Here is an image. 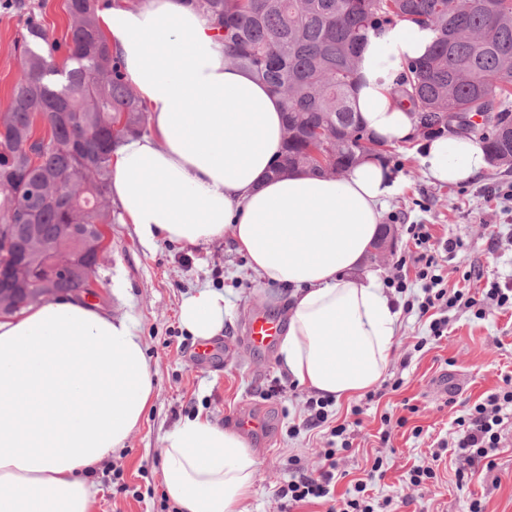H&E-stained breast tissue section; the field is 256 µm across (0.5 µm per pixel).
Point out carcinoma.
<instances>
[{
  "label": "carcinoma",
  "mask_w": 512,
  "mask_h": 512,
  "mask_svg": "<svg viewBox=\"0 0 512 512\" xmlns=\"http://www.w3.org/2000/svg\"><path fill=\"white\" fill-rule=\"evenodd\" d=\"M214 23L230 61L268 84L284 106V153L275 172L316 170L343 176L365 154L387 158L390 145L367 131L354 108L361 49L369 34L399 20L435 33L429 52L409 60L392 95L424 124L425 138L446 134L448 117L484 148L489 163L512 168V0H185ZM99 0H67L70 33L60 41L33 18L16 42L21 76L0 114V228L36 218L25 240L26 267L13 283L17 308L25 290L53 284L77 299L91 294L77 268L50 278L60 257H93L112 224V153L148 132L149 112L97 30ZM62 63H57L58 57ZM57 112L45 135L36 119ZM479 116L483 123L471 119ZM331 158L322 167L315 156ZM72 224L87 225L79 240Z\"/></svg>",
  "instance_id": "1"
}]
</instances>
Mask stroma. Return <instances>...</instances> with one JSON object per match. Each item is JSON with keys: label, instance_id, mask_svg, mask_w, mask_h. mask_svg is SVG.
I'll use <instances>...</instances> for the list:
<instances>
[{"label": "stroma", "instance_id": "obj_1", "mask_svg": "<svg viewBox=\"0 0 512 512\" xmlns=\"http://www.w3.org/2000/svg\"><path fill=\"white\" fill-rule=\"evenodd\" d=\"M33 14L42 17L50 36L61 39L68 32L65 0H0V113L7 110L20 74L15 42ZM388 162L404 183L384 207L383 222L394 234V247L384 257L364 258L361 274L385 280L397 259L413 248L407 226L428 224L434 236L463 243L447 260L449 286L477 287L480 273L491 280L512 279V201L504 196L512 185L511 169L488 168L472 183L434 184L412 143L394 146ZM109 235L111 248L98 270L100 296L94 304L134 321L151 365L154 392L139 428L91 474L99 489L96 512H161L166 498L160 479L163 435L199 413L228 427L241 411L264 416L268 423L263 435L248 440L262 461L248 512H278L274 490L291 478V459L316 470L327 441L322 428L289 435V426L306 414V389L294 383L279 351H255L242 344L245 322L255 308L287 319V289L264 285L226 240L198 247L165 240L146 245L121 217ZM203 287L223 293L227 315L215 338L219 354L202 367L193 358L198 340L181 327L178 313L183 301ZM449 319L447 338L417 352L413 345L428 336V326L416 314H400L384 373L385 380H400V388L372 402L358 395L334 404L340 423L351 420L354 407L363 409L351 450L338 457L336 496H343L367 461L379 456L386 473L371 493L377 500H390L393 512H469L475 500L483 512H512V427L504 430L493 469L460 475L459 460L447 451L437 480L427 489L403 481L406 471L429 459L438 441L452 439L457 417L512 376V311H494L479 320L460 309ZM276 381L288 386L286 397L264 398L263 390ZM409 405L415 406L414 414H406ZM386 415H404L408 421L387 428L382 423ZM385 429L391 435L384 444L379 434ZM121 483L126 492H118Z\"/></svg>", "mask_w": 512, "mask_h": 512}]
</instances>
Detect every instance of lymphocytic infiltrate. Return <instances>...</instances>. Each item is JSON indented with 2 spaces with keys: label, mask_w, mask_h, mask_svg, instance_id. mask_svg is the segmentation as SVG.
Segmentation results:
<instances>
[{
  "label": "lymphocytic infiltrate",
  "mask_w": 512,
  "mask_h": 512,
  "mask_svg": "<svg viewBox=\"0 0 512 512\" xmlns=\"http://www.w3.org/2000/svg\"><path fill=\"white\" fill-rule=\"evenodd\" d=\"M415 247L414 254L399 258L395 271L386 281V287L397 293H405L411 282H419L422 293L415 300L405 301V312H416L419 319L427 322L429 338L438 342L448 335V313L453 309H466L477 318H485L494 310L512 309V285L491 281L476 292L448 289L444 277L445 257L460 246L459 240L434 237L430 225L411 224L407 227ZM504 388L491 393L483 402L475 404L469 412L456 418L455 436L451 446L461 458L467 471L479 467H492L493 455L498 450L504 431L507 409L512 408V377L504 379ZM329 399L309 397L305 402L307 415L301 426L306 430L329 427L336 438L338 448H327L321 453L322 460L316 471L297 469L287 482L277 485L275 494L280 502V512L318 500L326 512H377L370 487L383 478L382 458H374L364 477L357 479L343 497H336L332 488L336 481L338 451L349 450L351 430L348 425H330Z\"/></svg>",
  "instance_id": "lymphocytic-infiltrate-1"
}]
</instances>
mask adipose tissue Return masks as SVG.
Here are the masks:
<instances>
[{"label":"adipose tissue","mask_w":512,"mask_h":512,"mask_svg":"<svg viewBox=\"0 0 512 512\" xmlns=\"http://www.w3.org/2000/svg\"><path fill=\"white\" fill-rule=\"evenodd\" d=\"M98 26L147 105L150 134L114 152L110 194L143 244L231 239L264 283L288 288L280 351L295 381L348 400L388 367L399 313L358 269L400 180L374 156L347 175H273L282 155L281 98L227 58L212 21L183 0L106 6ZM431 29L400 21L370 36L354 106L392 144L414 133L390 90L422 57ZM433 183L473 181L488 168L475 141L425 142ZM224 296L202 288L179 310L192 336L224 328ZM153 395L141 336L127 317L59 297L0 319V512H94L87 475L136 430ZM162 482L179 512H244L259 460L246 441L203 415L162 440Z\"/></svg>","instance_id":"ef3b65f1"}]
</instances>
